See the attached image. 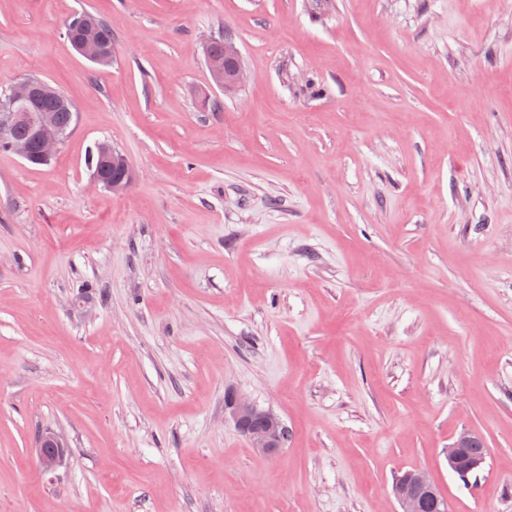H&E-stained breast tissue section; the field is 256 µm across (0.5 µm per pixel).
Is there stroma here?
I'll return each mask as SVG.
<instances>
[{
    "label": "stroma",
    "mask_w": 512,
    "mask_h": 512,
    "mask_svg": "<svg viewBox=\"0 0 512 512\" xmlns=\"http://www.w3.org/2000/svg\"><path fill=\"white\" fill-rule=\"evenodd\" d=\"M82 10L109 68L64 36ZM28 75L78 121L49 165L0 154V512H400L412 469L450 512H512V7L0 0V92ZM82 20L85 24L82 25ZM64 35L69 41L71 47L81 56L75 44L77 41L87 39L97 43L100 48L107 54L108 64L112 65V30L98 16L88 11H82L73 14L65 24ZM206 66L214 84L224 94L234 92L244 80V69L238 50L224 41L212 42L207 47ZM224 54V55H223ZM105 144L107 143H98L95 151H91L88 157V165L92 170V174L97 168L102 167L106 161V157L102 154L101 149V146L104 145V150L107 154H109L112 157V161H120L121 167L123 169V177L120 180H114L107 174L106 168H104L102 170L97 171L93 175V180L99 185H102L106 188H111L112 191H121L127 187L128 183L132 179V168L123 154L112 149L109 146V144ZM225 408L229 410L235 427L248 438L253 448H259L269 455H275L282 449V439L287 433L274 414L259 408L235 391H228ZM287 441L286 437L284 444ZM482 440L483 438L478 432H464L455 444L447 448L450 468L453 471H463L471 474L479 471L486 461L487 448H484L483 445H477L475 451L480 455H476L470 452L471 448L469 446L474 443H481ZM64 444L54 432H45L39 437L38 457L44 471H52L64 457Z\"/></svg>",
    "instance_id": "1"
}]
</instances>
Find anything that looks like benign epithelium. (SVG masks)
Returning a JSON list of instances; mask_svg holds the SVG:
<instances>
[{
	"mask_svg": "<svg viewBox=\"0 0 512 512\" xmlns=\"http://www.w3.org/2000/svg\"><path fill=\"white\" fill-rule=\"evenodd\" d=\"M206 66L214 84L224 93L234 92L244 80V69L238 50L224 45V54L209 53L206 56ZM44 91V87L30 81H18L12 86L11 103L22 99H34ZM64 142V137L48 120H43L39 140L38 153H32L31 147L24 141L13 142L14 154L26 162L34 159L49 160ZM104 150L112 159L120 161L123 177L112 179L102 169L93 175V180L114 191L125 189L132 179V168L126 157L104 146ZM225 408L229 410L235 427L250 441L252 447L266 454L275 455L282 449V439L287 436L285 426L274 414L259 408L235 391L226 395ZM482 442V436L475 431L464 432L459 440L447 448L448 465L454 471L475 473L479 471L486 457L470 452V445ZM39 463L43 470L49 472L56 468L64 457V444L60 437L53 432H45L39 437ZM397 500L401 512H448L447 500L440 494L434 482L423 470L407 471L399 477Z\"/></svg>",
	"mask_w": 512,
	"mask_h": 512,
	"instance_id": "benign-epithelium-1",
	"label": "benign epithelium"
}]
</instances>
